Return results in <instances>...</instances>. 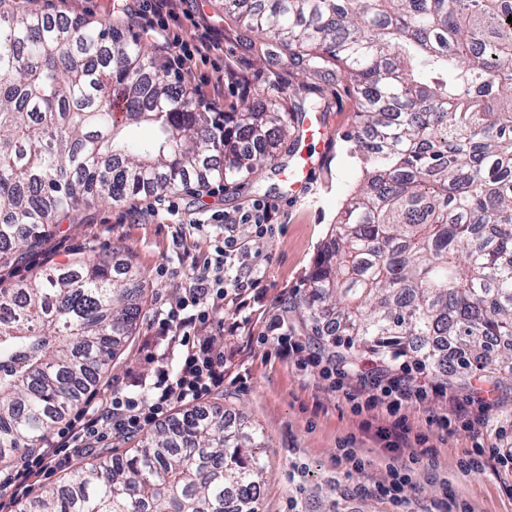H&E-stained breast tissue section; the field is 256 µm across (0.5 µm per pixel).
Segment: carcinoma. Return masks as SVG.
Returning <instances> with one entry per match:
<instances>
[{
  "mask_svg": "<svg viewBox=\"0 0 512 512\" xmlns=\"http://www.w3.org/2000/svg\"><path fill=\"white\" fill-rule=\"evenodd\" d=\"M288 54L336 67L356 100L362 180L298 307L353 357L512 375V2L224 0ZM124 111H112L113 98ZM205 112L159 76L150 47L88 17L0 15V262L40 248L97 200L234 182L275 160L295 116ZM154 128L141 140L133 129ZM143 274L86 247L0 288V465L30 456L143 312ZM453 337L466 350L444 349ZM263 435L194 413L98 456L15 512H259Z\"/></svg>",
  "mask_w": 512,
  "mask_h": 512,
  "instance_id": "1",
  "label": "carcinoma"
}]
</instances>
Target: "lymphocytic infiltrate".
Masks as SVG:
<instances>
[{"instance_id":"1","label":"lymphocytic infiltrate","mask_w":512,"mask_h":512,"mask_svg":"<svg viewBox=\"0 0 512 512\" xmlns=\"http://www.w3.org/2000/svg\"><path fill=\"white\" fill-rule=\"evenodd\" d=\"M180 3L181 0H147L146 21L141 32L157 41L171 56L162 71L163 78L189 83L191 97L200 107L221 109L223 76H216L209 85L192 83L191 78L193 66L210 61L221 51L222 43L207 28L187 40L172 36L170 26L179 20ZM273 213L271 206L261 202L241 215L220 216L221 236L215 241L213 254L205 257L197 274L183 284V294L175 306L157 310L153 316L155 335L165 342L168 353L176 354L177 369H170L167 362H159L146 392L115 396L108 405L74 416L56 437L24 461L6 483H0V512H11L13 500L29 491L44 473L46 464L65 467L74 457L91 450V441L101 422H110L115 438H125L159 424L175 408L201 410L203 401L223 391L228 376L227 360L223 349L214 346L211 334L215 331L236 333L239 325L225 322V310H240L247 296L262 294V276L253 273L244 278L235 275L234 268L262 254L266 239L275 229ZM240 224L253 225V237L239 238L236 227ZM263 337L272 341L282 361L299 370L322 366L320 358L308 353L306 344L291 334L283 318L269 319ZM322 368L324 380L333 390L344 392L356 415L373 412L381 417L382 423L376 426L375 436L383 444V453L405 454L412 462L434 457L435 450L427 437L413 432L403 410L412 404L447 399L446 388L407 375L388 378L385 384L376 387L348 392L344 389L342 371ZM489 409L484 400L471 399L457 404L455 419L444 415L435 419L442 430L461 432L470 439L471 450L460 462L465 472L483 474L512 464V450L490 453L485 450L482 435Z\"/></svg>"}]
</instances>
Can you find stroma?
Returning a JSON list of instances; mask_svg holds the SVG:
<instances>
[{
  "instance_id": "35a3bbf8",
  "label": "stroma",
  "mask_w": 512,
  "mask_h": 512,
  "mask_svg": "<svg viewBox=\"0 0 512 512\" xmlns=\"http://www.w3.org/2000/svg\"><path fill=\"white\" fill-rule=\"evenodd\" d=\"M28 11L51 16H90L105 24L115 22L139 34L135 13L141 0H27ZM183 38L196 26L217 32L224 44V62L234 75L224 81V109L239 108L241 83H249L250 100L275 93L281 110L297 104L288 85V60L271 62L246 48L250 35L242 21L225 14L224 0H183ZM315 98L333 134L330 156L310 172L296 166L297 156L316 154L318 136L302 139L296 153L281 150L272 167L259 177L223 185L221 191L181 188L163 195H142L124 203H96L82 209L75 224L52 233L37 251L18 263L0 269V284L36 272L48 262H65L87 245L113 254L115 267L134 262L144 274L143 318L135 336L122 354L91 388V398L81 399L80 408L90 403H109L112 393L132 391L135 381L151 374L150 348L152 315L161 305L176 302L181 283L191 274L194 261L203 259L208 244L202 237L188 239L175 248L172 236L176 218H206L220 211L237 215L263 201L275 206L276 228L267 239L259 261L266 288L260 301H251L240 312L225 311L226 321H239L233 336L215 335L216 346L233 350L231 380L222 394L207 400L209 410L221 411L230 425L243 422L258 427L268 445L266 472L261 488L260 512H397L391 504L360 486L385 481L388 470L379 453V442L365 434L361 419L353 414L342 393L330 390L320 368L300 371L276 357L271 343L260 335L269 318L280 315L289 328L298 325L290 302L299 298L315 264L326 246L346 194L359 180L361 169L348 152L346 134L355 127L356 102L334 75L313 80ZM308 178L314 192L305 199L289 198L290 178ZM180 206L178 217L158 212V205ZM483 388L494 401L484 439L487 446L512 445V387L499 389L473 375L470 384L455 389L458 400ZM448 402L432 400L405 410L408 424L425 434L437 455L433 462L414 464L412 481L403 497L407 512H433L445 493L455 495L466 512H512V469L487 471L480 475L461 471L460 461L470 442L434 424V417L452 413ZM341 448L359 449L370 465L355 472L336 464Z\"/></svg>"
}]
</instances>
